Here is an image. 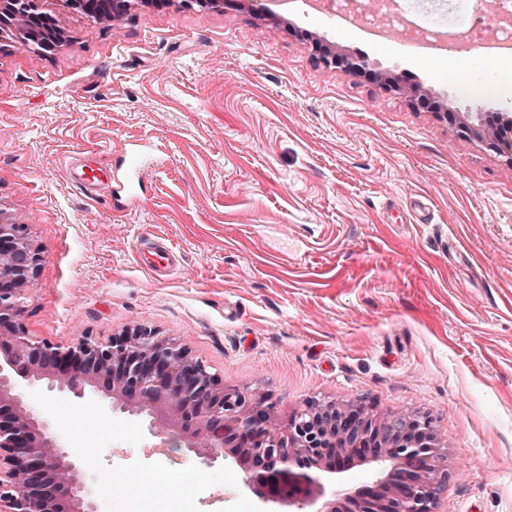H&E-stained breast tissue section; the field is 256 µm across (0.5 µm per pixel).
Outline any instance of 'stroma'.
<instances>
[{
  "label": "stroma",
  "instance_id": "obj_1",
  "mask_svg": "<svg viewBox=\"0 0 512 512\" xmlns=\"http://www.w3.org/2000/svg\"><path fill=\"white\" fill-rule=\"evenodd\" d=\"M366 58L319 65L312 45ZM399 75L405 93L375 73ZM512 113V62L473 47L418 61L340 17L266 0L220 9L136 0L112 22L71 18L50 53L0 54V203L45 260L29 335L142 324L287 417L312 398L424 413L454 474L434 512H512V162L440 112ZM151 144L131 210L86 178H120ZM179 266L142 267V236ZM30 400L81 463L98 512H260L232 460L212 466L89 395ZM120 487H113V477Z\"/></svg>",
  "mask_w": 512,
  "mask_h": 512
}]
</instances>
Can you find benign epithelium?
Returning a JSON list of instances; mask_svg holds the SVG:
<instances>
[{"mask_svg":"<svg viewBox=\"0 0 512 512\" xmlns=\"http://www.w3.org/2000/svg\"><path fill=\"white\" fill-rule=\"evenodd\" d=\"M75 0H0V18ZM342 72L369 66L348 54L319 58ZM488 147L512 156V114H453ZM43 254L0 210V512H97L93 490L32 406L20 381L82 398L104 393L110 410L147 416L209 465L228 457L243 486L288 512H434L448 485V444L426 414L374 417L365 403L312 398L283 419L254 401L174 340L136 325L107 337L85 333L67 346L27 334L30 283ZM388 468L358 492L336 489L350 462Z\"/></svg>","mask_w":512,"mask_h":512,"instance_id":"obj_1","label":"benign epithelium"}]
</instances>
